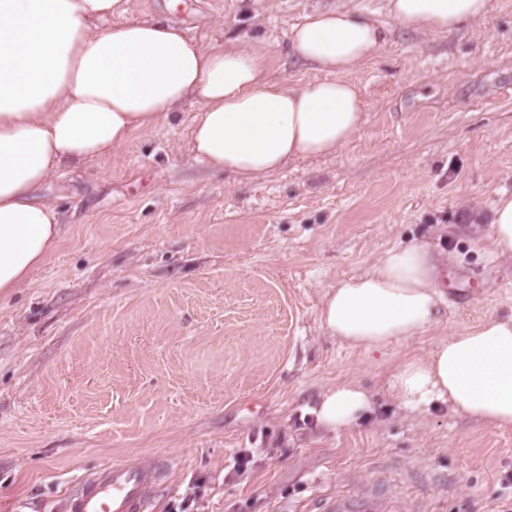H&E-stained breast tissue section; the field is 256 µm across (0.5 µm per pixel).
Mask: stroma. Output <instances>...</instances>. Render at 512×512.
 <instances>
[{
  "label": "stroma",
  "instance_id": "stroma-1",
  "mask_svg": "<svg viewBox=\"0 0 512 512\" xmlns=\"http://www.w3.org/2000/svg\"><path fill=\"white\" fill-rule=\"evenodd\" d=\"M337 0H124L125 19L181 21L205 44L260 42L275 78L315 77L288 32ZM355 78L359 134L338 152L241 184L197 160L196 102L108 160L68 167L43 196L61 240L0 296V512H58L95 468L159 457L153 512H319L365 488L406 512H496L512 429L383 389L402 357L512 312V261L476 243L472 204L512 192V0L453 34L393 24ZM414 240L455 257L442 323L371 355L328 336L325 289ZM354 380L377 408L328 433L310 413ZM251 449L245 472L231 455Z\"/></svg>",
  "mask_w": 512,
  "mask_h": 512
}]
</instances>
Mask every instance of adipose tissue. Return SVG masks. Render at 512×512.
Returning a JSON list of instances; mask_svg holds the SVG:
<instances>
[{"instance_id":"obj_1","label":"adipose tissue","mask_w":512,"mask_h":512,"mask_svg":"<svg viewBox=\"0 0 512 512\" xmlns=\"http://www.w3.org/2000/svg\"><path fill=\"white\" fill-rule=\"evenodd\" d=\"M491 0H386L399 26L443 34L487 14ZM389 32L345 4L305 14L288 33L289 56L317 78L270 77L265 49L244 40L207 46L172 22L124 19L121 0H0V294L28 284L56 248L59 218L41 188L66 165L112 158L194 100L197 159L239 180L331 154L360 131L364 101L353 74ZM478 245L512 259V193L499 192ZM443 258L423 242L383 251L363 274L324 295L320 322L346 347L375 354L442 320ZM387 394L416 415H454L512 428V314L490 316L404 356ZM359 383L328 386L313 410L328 432L357 426L373 409Z\"/></svg>"}]
</instances>
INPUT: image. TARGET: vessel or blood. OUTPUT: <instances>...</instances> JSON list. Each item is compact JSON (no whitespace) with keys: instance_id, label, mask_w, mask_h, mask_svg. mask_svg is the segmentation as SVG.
<instances>
[{"instance_id":"b4317fda","label":"vessel or blood","mask_w":512,"mask_h":512,"mask_svg":"<svg viewBox=\"0 0 512 512\" xmlns=\"http://www.w3.org/2000/svg\"><path fill=\"white\" fill-rule=\"evenodd\" d=\"M162 469L157 459L100 467L67 494L61 512H151ZM323 508L325 512H394L391 497L371 490L333 498Z\"/></svg>"}]
</instances>
